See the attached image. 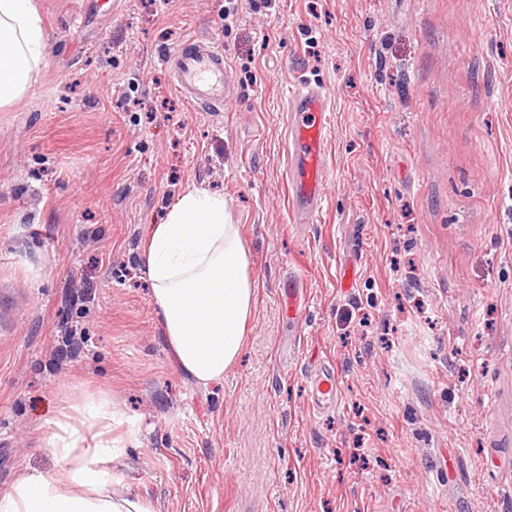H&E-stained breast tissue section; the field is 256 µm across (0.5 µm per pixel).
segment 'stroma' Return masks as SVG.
<instances>
[{
    "instance_id": "1",
    "label": "stroma",
    "mask_w": 512,
    "mask_h": 512,
    "mask_svg": "<svg viewBox=\"0 0 512 512\" xmlns=\"http://www.w3.org/2000/svg\"><path fill=\"white\" fill-rule=\"evenodd\" d=\"M36 2L47 62L0 112V491L55 472L51 422L106 398L120 487L154 512H512V0H242L229 28L224 0ZM192 38L224 47L223 111L172 87ZM301 75L334 100L312 224L288 212ZM191 184L223 194L257 286L206 387L139 260ZM312 390L310 399L313 410L320 411L325 409L326 402L336 400L338 385L333 372L329 367H321L311 379Z\"/></svg>"
}]
</instances>
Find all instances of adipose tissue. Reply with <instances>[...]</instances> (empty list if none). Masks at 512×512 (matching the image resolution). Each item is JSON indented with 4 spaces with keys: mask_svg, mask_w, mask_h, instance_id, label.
I'll return each instance as SVG.
<instances>
[{
    "mask_svg": "<svg viewBox=\"0 0 512 512\" xmlns=\"http://www.w3.org/2000/svg\"><path fill=\"white\" fill-rule=\"evenodd\" d=\"M48 37L34 0H0V111L20 102L45 65ZM250 254L223 195L196 185L149 225L141 253L156 315L173 357L196 384L222 381L239 358L255 310ZM54 473L26 474L0 493V512H152L119 492L112 404L87 399L53 422Z\"/></svg>",
    "mask_w": 512,
    "mask_h": 512,
    "instance_id": "adipose-tissue-1",
    "label": "adipose tissue"
}]
</instances>
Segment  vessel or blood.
<instances>
[{
    "instance_id": "b4317fda",
    "label": "vessel or blood",
    "mask_w": 512,
    "mask_h": 512,
    "mask_svg": "<svg viewBox=\"0 0 512 512\" xmlns=\"http://www.w3.org/2000/svg\"><path fill=\"white\" fill-rule=\"evenodd\" d=\"M168 67L176 91L196 108L219 112L229 95L224 48L210 39L187 42L169 55ZM334 110L332 95L305 79L288 90L289 212L292 223L310 224L320 213L326 174V135ZM338 385L330 368H320L312 379L314 410L336 400Z\"/></svg>"
}]
</instances>
